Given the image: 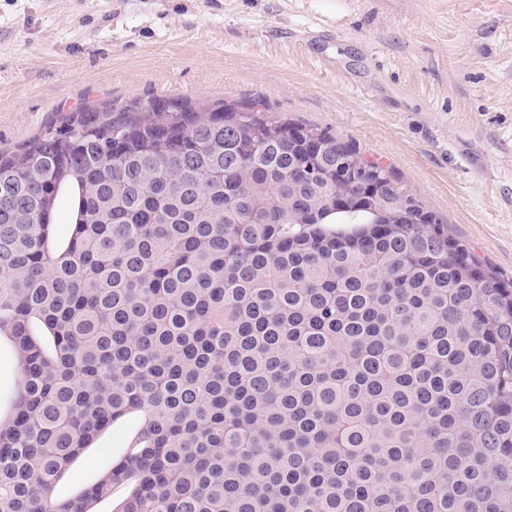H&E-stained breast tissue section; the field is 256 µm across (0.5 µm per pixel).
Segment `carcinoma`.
Returning a JSON list of instances; mask_svg holds the SVG:
<instances>
[{
  "label": "carcinoma",
  "instance_id": "1",
  "mask_svg": "<svg viewBox=\"0 0 512 512\" xmlns=\"http://www.w3.org/2000/svg\"><path fill=\"white\" fill-rule=\"evenodd\" d=\"M71 196V232L54 214ZM0 512H512V283L256 101L58 113L0 151ZM125 453L69 498L118 419ZM17 379V366L11 347L2 339L0 343V417L9 415L12 408L13 389ZM138 418L128 415L101 433L91 448H86L67 467L56 485L55 494L70 497L98 479L127 447Z\"/></svg>",
  "mask_w": 512,
  "mask_h": 512
}]
</instances>
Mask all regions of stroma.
Listing matches in <instances>:
<instances>
[{
	"label": "stroma",
	"instance_id": "stroma-1",
	"mask_svg": "<svg viewBox=\"0 0 512 512\" xmlns=\"http://www.w3.org/2000/svg\"><path fill=\"white\" fill-rule=\"evenodd\" d=\"M148 97L257 100L351 142L512 281V0H0V149ZM136 425L101 433L56 496Z\"/></svg>",
	"mask_w": 512,
	"mask_h": 512
}]
</instances>
